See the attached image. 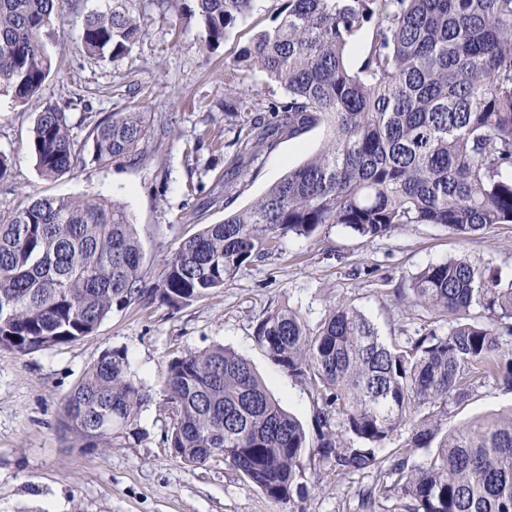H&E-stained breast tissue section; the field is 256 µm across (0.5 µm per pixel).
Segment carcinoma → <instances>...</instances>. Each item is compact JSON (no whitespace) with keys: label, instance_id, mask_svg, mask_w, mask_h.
<instances>
[{"label":"carcinoma","instance_id":"carcinoma-1","mask_svg":"<svg viewBox=\"0 0 512 512\" xmlns=\"http://www.w3.org/2000/svg\"><path fill=\"white\" fill-rule=\"evenodd\" d=\"M136 0L86 16L79 45L111 62L143 33ZM210 47L254 0H194ZM63 0H0V92L32 97L50 74L41 35ZM282 19L240 50L232 67L259 69L287 93L279 126L324 124L330 139L257 201L206 224L166 259L154 292L172 306L224 287L270 242L340 224L383 237L402 224H438L463 237L512 223V0H282ZM370 30L357 67L352 43ZM150 134L143 113L114 112L89 132L100 165L132 160ZM36 166L59 178L82 162L69 117L55 106L30 137ZM142 249L125 209L45 196L0 219V349L21 356L93 333L112 305L148 294ZM415 303L451 317L387 344L358 309L338 303L316 328L290 307L266 314L255 338L322 400L311 442L240 354L220 344L170 360L161 376L175 457L191 466L222 457L271 501L303 492L307 448L342 475L378 464L375 449L408 421V447L389 458L384 492L405 512H512V411L446 428L442 409L485 379L512 390V283L464 259L411 278ZM487 312L475 321L471 310ZM152 395L107 352L66 395L63 424L86 448L138 434ZM417 408V418L410 409ZM343 417L336 429L332 413ZM359 442H346L345 434ZM437 443L426 462L414 453Z\"/></svg>","mask_w":512,"mask_h":512}]
</instances>
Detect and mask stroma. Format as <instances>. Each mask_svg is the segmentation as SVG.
<instances>
[{
    "instance_id": "stroma-1",
    "label": "stroma",
    "mask_w": 512,
    "mask_h": 512,
    "mask_svg": "<svg viewBox=\"0 0 512 512\" xmlns=\"http://www.w3.org/2000/svg\"><path fill=\"white\" fill-rule=\"evenodd\" d=\"M143 34L126 56L101 62L79 51L84 18L112 0H65L42 41L49 77L25 102L0 92V218L39 196L101 198L123 205L143 250V287H154L163 262L205 224L243 208L289 167L324 146L326 127L299 135L279 131L243 154L255 120L276 123L287 93L263 72L240 68L224 88L227 64L260 31L276 27L280 0H255L213 49L192 13L193 0H138ZM234 99L236 111L225 110ZM151 118V136L135 161L107 166L89 159L93 125L130 105ZM63 108L86 161L55 181L40 177L30 130L47 106ZM454 258L512 280V223L467 238L437 224H406L383 238H365L326 224L310 237L287 235L244 266L223 288L174 309L140 299L113 304L81 340L25 356L0 349V512H362L364 490L391 483L385 467L345 476L328 463L305 462L303 496L272 502L217 457L203 466L175 459L166 446L161 373L168 360L216 344L245 357L286 410L311 426L322 402L278 367L255 340L257 323L281 305L316 327L340 302L355 306L388 342L401 343L433 323L434 314L398 298L422 268ZM123 354L131 377L153 398L141 411V435L109 450L79 447L60 424L62 402L104 353ZM512 409V391L485 380L461 402H449L443 422L467 425Z\"/></svg>"
}]
</instances>
